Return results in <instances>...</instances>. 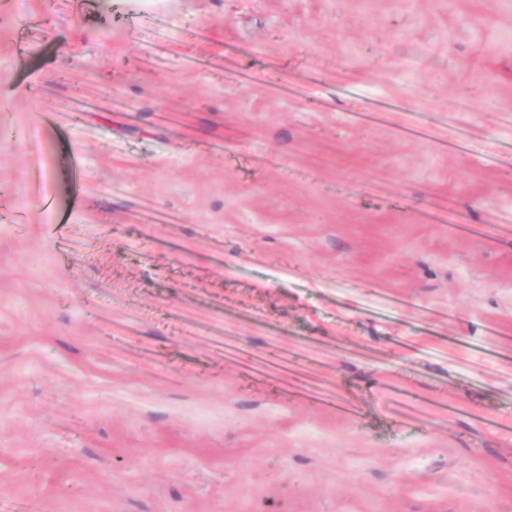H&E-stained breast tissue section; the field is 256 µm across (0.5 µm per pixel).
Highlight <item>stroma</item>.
Segmentation results:
<instances>
[{
	"label": "stroma",
	"instance_id": "1",
	"mask_svg": "<svg viewBox=\"0 0 512 512\" xmlns=\"http://www.w3.org/2000/svg\"><path fill=\"white\" fill-rule=\"evenodd\" d=\"M1 102L0 512H512V0H0Z\"/></svg>",
	"mask_w": 512,
	"mask_h": 512
}]
</instances>
